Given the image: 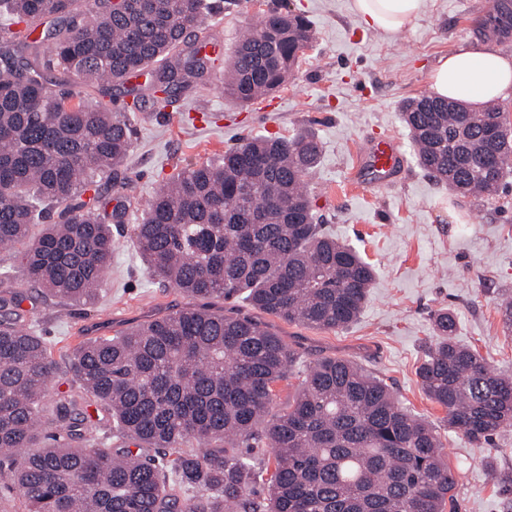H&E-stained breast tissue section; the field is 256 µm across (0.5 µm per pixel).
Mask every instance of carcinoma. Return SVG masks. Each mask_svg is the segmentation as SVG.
Wrapping results in <instances>:
<instances>
[{
  "label": "carcinoma",
  "instance_id": "carcinoma-1",
  "mask_svg": "<svg viewBox=\"0 0 512 512\" xmlns=\"http://www.w3.org/2000/svg\"><path fill=\"white\" fill-rule=\"evenodd\" d=\"M205 0H0V250L16 247L29 282L61 304L88 305L112 265V225L97 214L103 181L129 155L133 130L86 91L151 70V99L193 92L204 61L187 50ZM52 27L34 42L33 22ZM483 32L512 36V0H495ZM314 36L291 11L246 30L224 61V93L247 105L281 87ZM419 165L475 198L512 172V126L501 107L445 98L404 101ZM315 137H252L172 174L155 192L134 243L165 287L200 299H241L288 323L324 330L357 322L373 287L370 263L316 222L307 178ZM95 196L85 198L89 191ZM42 219L36 235L34 224ZM20 291H0V490L22 512H445L456 479L435 428L352 361L306 366L291 400L275 386L298 354L240 312L186 308L55 358L27 321ZM435 344L417 370L448 428L476 448L512 426V377L456 340L433 314ZM70 390L49 393L60 372ZM109 413L126 448H104L83 410ZM134 448H129V445ZM252 448H269L256 463Z\"/></svg>",
  "mask_w": 512,
  "mask_h": 512
}]
</instances>
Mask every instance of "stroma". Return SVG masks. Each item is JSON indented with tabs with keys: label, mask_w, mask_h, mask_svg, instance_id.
I'll return each instance as SVG.
<instances>
[{
	"label": "stroma",
	"mask_w": 512,
	"mask_h": 512,
	"mask_svg": "<svg viewBox=\"0 0 512 512\" xmlns=\"http://www.w3.org/2000/svg\"><path fill=\"white\" fill-rule=\"evenodd\" d=\"M200 35L210 36L199 93L163 106L133 107L120 91L98 95L101 105L126 113L133 147L113 174L99 204L104 218L125 211L112 227V266L96 304L46 301L29 283L15 251H0L9 287L34 303L29 316L55 353L79 342L112 336L198 302L160 287L144 269L133 243L157 187L175 169L223 156L250 136H315L320 162L309 179L321 224L352 245L376 271L359 320L325 331L253 311L310 363L344 357L388 384L397 400L436 428L454 471L453 512H512V427L490 445L471 447L448 428L445 413L423 392L416 371L434 343L432 315L451 312L456 338L475 348L498 372L512 375V335L503 330L499 304L512 295V175L497 196L477 200L437 182L417 163L400 112L403 100L430 91L439 57L477 47L493 0H425L415 26L387 36L366 29L350 0H209ZM304 14L315 37L272 99L242 105L224 93V60L241 28L269 10ZM399 136L405 166L384 188L353 186L348 176L368 136Z\"/></svg>",
	"instance_id": "35a3bbf8"
}]
</instances>
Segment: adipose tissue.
I'll use <instances>...</instances> for the list:
<instances>
[{"instance_id":"obj_1","label":"adipose tissue","mask_w":512,"mask_h":512,"mask_svg":"<svg viewBox=\"0 0 512 512\" xmlns=\"http://www.w3.org/2000/svg\"><path fill=\"white\" fill-rule=\"evenodd\" d=\"M425 0H351V10L366 28L391 34L414 26ZM431 89L474 111L493 99L512 96V55L494 43L460 49L441 57L431 73Z\"/></svg>"}]
</instances>
